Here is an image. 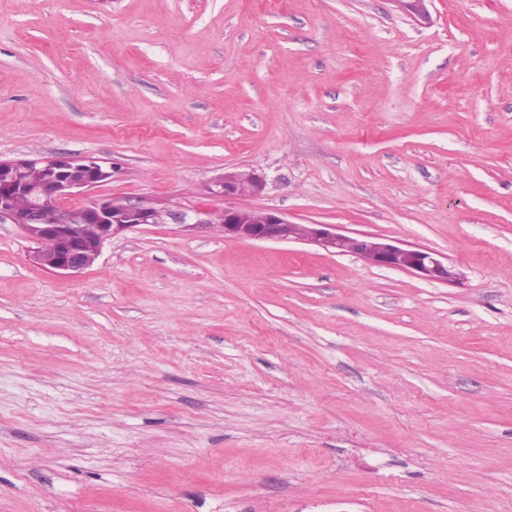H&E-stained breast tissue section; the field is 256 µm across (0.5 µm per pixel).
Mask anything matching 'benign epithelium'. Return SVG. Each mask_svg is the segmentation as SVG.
<instances>
[{
    "label": "benign epithelium",
    "instance_id": "7a95c632",
    "mask_svg": "<svg viewBox=\"0 0 512 512\" xmlns=\"http://www.w3.org/2000/svg\"><path fill=\"white\" fill-rule=\"evenodd\" d=\"M31 165L45 174L37 186H29L21 175ZM117 167L92 156H60L45 160H0V222L18 225L31 247V258L42 268L59 275H76L91 268L104 245L112 238L145 225L173 224L186 230L207 229L223 217L224 239L254 242H302L337 255H349L369 265L410 273L427 282L455 283L460 271L448 259L421 246L367 233H344L335 224H297L269 209L234 204L242 197L263 193L266 181L253 170L233 168L214 178L208 196L224 201L221 209L209 205L181 207L160 200L100 197L65 208L66 218L46 221L43 206H60L86 196L93 188L110 182ZM23 192L35 198L27 209L12 207V196ZM53 248L45 251L42 242Z\"/></svg>",
    "mask_w": 512,
    "mask_h": 512
}]
</instances>
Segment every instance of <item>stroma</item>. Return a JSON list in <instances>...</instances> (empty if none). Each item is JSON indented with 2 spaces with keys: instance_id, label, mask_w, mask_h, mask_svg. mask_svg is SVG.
<instances>
[{
  "instance_id": "obj_1",
  "label": "stroma",
  "mask_w": 512,
  "mask_h": 512,
  "mask_svg": "<svg viewBox=\"0 0 512 512\" xmlns=\"http://www.w3.org/2000/svg\"><path fill=\"white\" fill-rule=\"evenodd\" d=\"M0 0V159L429 248V283L144 226L0 223V512H512V0Z\"/></svg>"
}]
</instances>
